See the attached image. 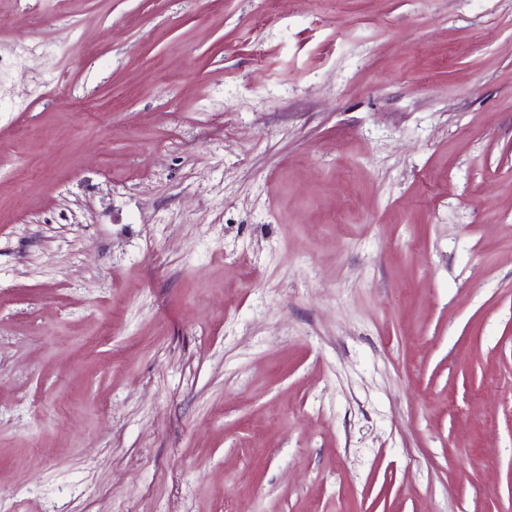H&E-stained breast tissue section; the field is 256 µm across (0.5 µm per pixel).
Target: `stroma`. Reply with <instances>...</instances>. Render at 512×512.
I'll return each mask as SVG.
<instances>
[{
	"label": "stroma",
	"instance_id": "35a3bbf8",
	"mask_svg": "<svg viewBox=\"0 0 512 512\" xmlns=\"http://www.w3.org/2000/svg\"><path fill=\"white\" fill-rule=\"evenodd\" d=\"M0 512H512V0H0Z\"/></svg>",
	"mask_w": 512,
	"mask_h": 512
}]
</instances>
